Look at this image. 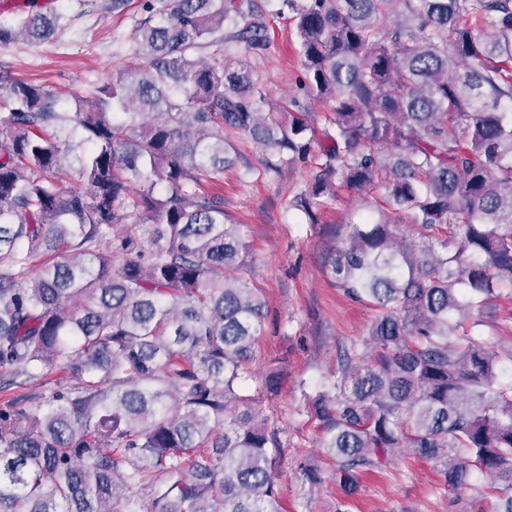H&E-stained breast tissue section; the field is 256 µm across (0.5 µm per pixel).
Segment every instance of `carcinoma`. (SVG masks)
<instances>
[{
    "instance_id": "obj_1",
    "label": "carcinoma",
    "mask_w": 512,
    "mask_h": 512,
    "mask_svg": "<svg viewBox=\"0 0 512 512\" xmlns=\"http://www.w3.org/2000/svg\"><path fill=\"white\" fill-rule=\"evenodd\" d=\"M283 2L303 69L286 124L249 63L270 44L252 0L146 5L134 49L146 68L72 114L10 83L0 385L37 391L0 403V512L277 502L278 432L243 389L266 301L239 276L247 244L207 186L233 164V134L305 161L312 97L331 103L329 128L292 205L310 217L337 185L375 181L388 205L349 225L330 265L337 287L377 310L366 351L344 352L309 406L344 494L336 512L360 472L403 449L438 463L450 491L475 471L512 489V380L473 318L512 292V0ZM52 27L40 12L0 20V47ZM207 47L211 59L198 57ZM68 168L73 188L58 183ZM140 210L150 223H126ZM50 244L68 258L32 273Z\"/></svg>"
}]
</instances>
